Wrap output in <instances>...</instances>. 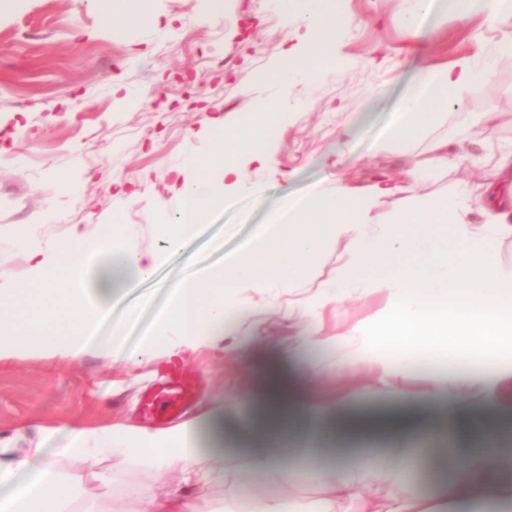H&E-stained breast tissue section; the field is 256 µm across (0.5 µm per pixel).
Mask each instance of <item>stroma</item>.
Masks as SVG:
<instances>
[{
    "instance_id": "1",
    "label": "stroma",
    "mask_w": 512,
    "mask_h": 512,
    "mask_svg": "<svg viewBox=\"0 0 512 512\" xmlns=\"http://www.w3.org/2000/svg\"><path fill=\"white\" fill-rule=\"evenodd\" d=\"M152 22L106 25L95 0H0V266L18 283L34 280L30 253L52 255L72 228L97 240L121 224L125 251L154 254L150 279L121 291L96 329L106 339L123 326L125 351L104 358L89 353L68 361L24 349L0 361V441L21 450L34 443L66 447L67 428L141 426L137 404L167 364V342L140 363L126 361L154 332L172 287L195 273L216 275L246 252L286 196L331 189L336 181L364 188L380 177L401 179L428 156L421 138L404 149L378 148L394 111L417 75L461 59H476L512 35V15L488 22L484 11L449 14L437 0L416 35L398 20L415 0H340L348 27L333 52L336 66L280 71L288 49L304 48V9L284 14L279 0H224L213 15L209 0H147ZM278 105L264 161L241 163L242 177L225 185L214 166L202 190L223 194L199 233L169 248L167 240L184 184L196 175L189 155L205 156L221 127L241 123L264 104ZM494 112V126L479 123ZM448 140V165L421 184L413 198L454 196L468 190L476 222L486 185L499 178L489 157L512 146V57H498L493 73L459 94L458 108L433 131ZM346 239L330 243L316 262L270 288L245 281L225 289L238 321L217 347L180 356L199 389L190 415L203 406L224 411V435L201 429L200 453L223 470L222 481L200 487L203 512H251L239 489L251 483L257 500L272 502L281 485L250 471L247 427L260 400L257 386L272 370L293 393L310 388L326 402L389 406L399 394L425 397L432 361L404 373L380 374L373 365L342 369L331 341L370 321L384 295L327 301L324 285L336 275ZM136 323L125 321L129 307ZM323 338L306 346L303 336ZM412 432L397 440L373 438L365 450L388 465H404L408 496L431 499L452 460L427 453ZM179 462L155 468L114 454L99 460L78 489L80 512H138L131 491L171 490Z\"/></svg>"
}]
</instances>
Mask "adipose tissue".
<instances>
[{
  "label": "adipose tissue",
  "instance_id": "obj_1",
  "mask_svg": "<svg viewBox=\"0 0 512 512\" xmlns=\"http://www.w3.org/2000/svg\"><path fill=\"white\" fill-rule=\"evenodd\" d=\"M337 3L307 0L303 19L309 29L308 50L302 55L289 52L294 68L330 63L328 48L345 22ZM493 63L490 57L479 64L464 59L447 69L420 72L400 104L386 144L409 142L436 124L456 105L458 93L487 74ZM275 116L271 104L252 113L246 127L225 129L214 140L211 155L189 157L187 167L203 173L220 162L225 178H240L237 157H262ZM416 177L411 168L402 184L389 177L367 188L340 181L330 195L284 198L276 232L229 262L223 276L232 282L249 278L262 288L265 275L295 273L310 265L327 241L346 237L349 249L336 275L337 292L371 294L383 289L388 294L385 307L360 330L361 335L377 337L385 353L384 368L405 372L423 357L462 366L495 363L484 374L441 373L432 380L431 404L440 422L433 435L452 442L456 465L432 504L404 494L400 467L371 457L355 456L344 477L331 480L325 456L316 446L322 436L408 432L419 419L421 400L405 395L396 406L380 411H360L344 401L328 406L310 396L289 394L284 377L272 372L260 383L264 397L257 407L250 467L271 475L285 491L274 503L256 502L254 512H334L331 502L316 508L287 493V486L301 478L330 481L333 499L348 503L350 512H443L447 506L452 512H480L491 500L512 502V271H504L497 260V243L512 235V225L476 223L463 201L448 197L402 207L387 222L372 225L371 213L379 202L407 192L408 182ZM223 203V198L202 194L197 185H186L169 246L195 236L205 215ZM122 231L121 225H113L95 242L73 232L53 264L38 265L31 285L11 284L10 272L0 267V360L17 349L34 348L77 361L93 351L108 354L123 343L118 328L110 345L95 343V329L110 308L103 301L83 300L87 282L103 290L131 288L151 275L153 257L122 250L117 242ZM92 252L105 257L94 271L86 262ZM374 267L380 268V275H371ZM236 315L234 308L225 306L223 289L200 276L172 291L156 319L154 336L143 348L151 350L156 340L168 336L178 348L216 344ZM489 377L494 380L495 402L479 411L466 409L467 392ZM204 424L223 432V412L211 409L153 431H134L122 424L96 429L73 425L64 450L72 472H59L55 453L39 446L0 460V512H72L92 451L116 447L159 468L174 460L181 464L175 492L145 495V512H201L188 492L218 476L213 459L195 448ZM292 445L298 451L291 455L287 449Z\"/></svg>",
  "mask_w": 512,
  "mask_h": 512
}]
</instances>
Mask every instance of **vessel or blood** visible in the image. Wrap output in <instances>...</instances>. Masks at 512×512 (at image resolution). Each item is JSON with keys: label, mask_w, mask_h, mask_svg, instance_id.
Returning a JSON list of instances; mask_svg holds the SVG:
<instances>
[{"label": "vessel or blood", "mask_w": 512, "mask_h": 512, "mask_svg": "<svg viewBox=\"0 0 512 512\" xmlns=\"http://www.w3.org/2000/svg\"><path fill=\"white\" fill-rule=\"evenodd\" d=\"M196 381L181 365L168 364L158 380L141 397V415L154 422L177 420L192 404Z\"/></svg>", "instance_id": "obj_1"}]
</instances>
